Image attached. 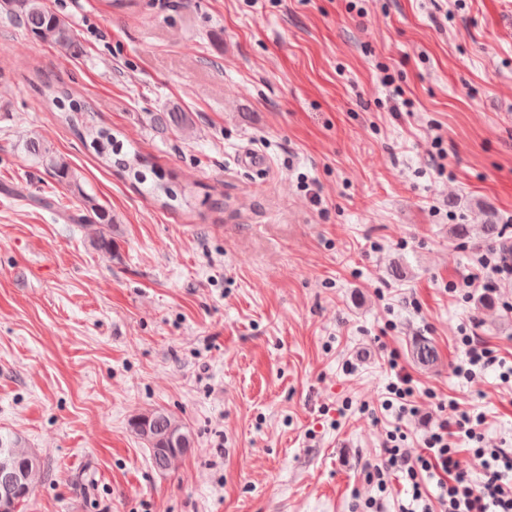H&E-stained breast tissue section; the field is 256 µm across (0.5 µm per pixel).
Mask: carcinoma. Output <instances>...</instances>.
Returning <instances> with one entry per match:
<instances>
[{
	"label": "carcinoma",
	"instance_id": "1",
	"mask_svg": "<svg viewBox=\"0 0 512 512\" xmlns=\"http://www.w3.org/2000/svg\"><path fill=\"white\" fill-rule=\"evenodd\" d=\"M21 2L23 10L15 17V22L27 35L62 49L75 46V35L69 24L49 10L43 0ZM34 77L40 81L44 109L56 113L59 124L70 130L101 164L125 173L140 191L167 210H177L190 204L192 190L178 184L162 169L151 164L141 151L125 147L124 141L112 133V128L98 121L97 112L89 100L64 83L44 79L39 69L34 70ZM151 121L179 129L185 124V117L180 112H156ZM23 151L25 158L43 167L74 197V212L63 213L64 218L73 224L93 228L95 247L104 251L112 250V211L86 191L67 159L39 138L27 141ZM450 234L459 241L471 240L476 235L481 243H493L501 238L502 227L491 220L476 228L469 224H454ZM412 356L424 366L432 365L437 360L435 347L428 341L414 344ZM132 427L149 443L152 466L159 471L170 470L176 461L174 455L161 453L159 449L170 447L171 442L178 438L185 440V447H191L190 436L183 425L163 409L136 417ZM12 474L20 475V481L5 483V477ZM46 475L47 469L31 449L22 447L16 439L0 435V507L5 512H18L19 506Z\"/></svg>",
	"mask_w": 512,
	"mask_h": 512
}]
</instances>
